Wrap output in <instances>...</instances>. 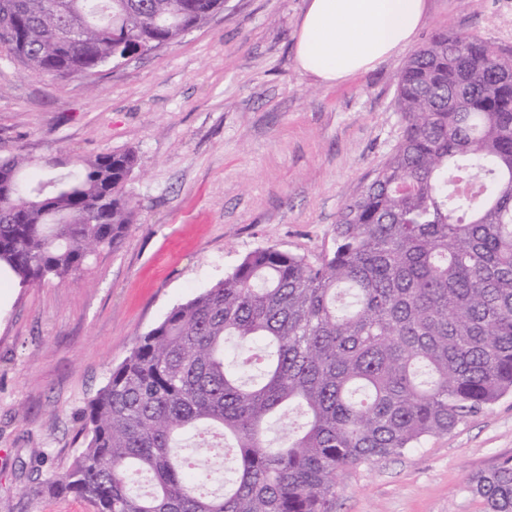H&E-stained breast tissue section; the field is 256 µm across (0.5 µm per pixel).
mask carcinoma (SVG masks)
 <instances>
[{
    "mask_svg": "<svg viewBox=\"0 0 512 512\" xmlns=\"http://www.w3.org/2000/svg\"><path fill=\"white\" fill-rule=\"evenodd\" d=\"M224 0H0V50L31 74L94 83ZM83 21L80 43L59 34ZM401 138L340 208L334 250L273 247L174 307L84 410L86 446L33 488L93 512H330L339 472L401 455L512 392V52L437 32L397 84ZM131 151L48 182L0 160V272L34 286L117 246L134 208ZM303 422L277 448L269 425ZM232 441L233 477L206 489L199 444ZM512 512V460L474 477Z\"/></svg>",
    "mask_w": 512,
    "mask_h": 512,
    "instance_id": "obj_1",
    "label": "carcinoma"
}]
</instances>
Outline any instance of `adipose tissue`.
<instances>
[{
    "mask_svg": "<svg viewBox=\"0 0 512 512\" xmlns=\"http://www.w3.org/2000/svg\"><path fill=\"white\" fill-rule=\"evenodd\" d=\"M424 14L425 0H307L297 65L321 83L344 82L411 43Z\"/></svg>",
    "mask_w": 512,
    "mask_h": 512,
    "instance_id": "ef3b65f1",
    "label": "adipose tissue"
}]
</instances>
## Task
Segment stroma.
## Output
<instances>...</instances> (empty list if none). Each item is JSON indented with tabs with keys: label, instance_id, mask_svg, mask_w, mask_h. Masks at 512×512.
Returning a JSON list of instances; mask_svg holds the SVG:
<instances>
[{
	"label": "stroma",
	"instance_id": "1",
	"mask_svg": "<svg viewBox=\"0 0 512 512\" xmlns=\"http://www.w3.org/2000/svg\"><path fill=\"white\" fill-rule=\"evenodd\" d=\"M306 0H225L203 28L103 67L95 86L0 52V158L50 178L134 151L135 214L64 281L0 277V512H92L37 496L85 445L83 411L138 337L259 247L317 259L341 206L397 144L398 78L439 31L512 50V0H426L412 43L328 87L295 47ZM512 458V394L420 447L342 471L331 512H484L471 480Z\"/></svg>",
	"mask_w": 512,
	"mask_h": 512
}]
</instances>
